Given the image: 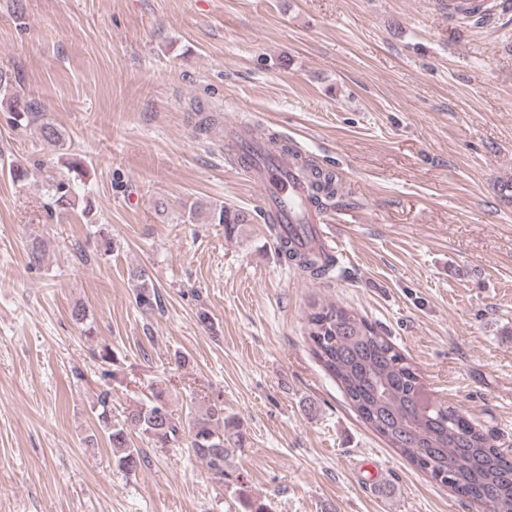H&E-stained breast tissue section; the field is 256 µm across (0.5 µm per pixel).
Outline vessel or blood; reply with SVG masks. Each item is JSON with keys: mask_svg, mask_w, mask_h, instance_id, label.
Instances as JSON below:
<instances>
[{"mask_svg": "<svg viewBox=\"0 0 512 512\" xmlns=\"http://www.w3.org/2000/svg\"><path fill=\"white\" fill-rule=\"evenodd\" d=\"M264 139L254 126H238L236 136L227 139L225 152L235 154L238 166L260 192L265 207L271 208L283 231L296 241L311 234L327 239L328 213L308 206V180L292 167L288 155H266Z\"/></svg>", "mask_w": 512, "mask_h": 512, "instance_id": "1", "label": "vessel or blood"}]
</instances>
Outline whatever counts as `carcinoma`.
<instances>
[{
	"label": "carcinoma",
	"mask_w": 512,
	"mask_h": 512,
	"mask_svg": "<svg viewBox=\"0 0 512 512\" xmlns=\"http://www.w3.org/2000/svg\"><path fill=\"white\" fill-rule=\"evenodd\" d=\"M8 104L15 120L27 124L35 120L32 108L16 96H9ZM36 130L43 140L66 149L64 135L54 124L43 122ZM266 141L310 174V203L323 206L338 194L340 183L334 171L302 158L276 135L267 136ZM74 205L70 183L52 182L44 202L47 218L51 220ZM205 218L224 225L228 235L249 223L245 212L222 203L210 205ZM95 234L99 255H112L118 247L112 230L99 227ZM278 254L314 279L326 277L335 265L315 247L297 249L285 239L278 246ZM129 279L134 284L135 305L142 314L160 309L159 292L145 267L129 269ZM304 329L313 357L336 381L361 420L389 447L470 503L476 512H512V457L497 448L493 438L462 408L427 392L415 366L372 323L330 303L312 307ZM93 409L97 430L112 448L114 466L126 475L136 474L146 463V452L135 445L133 435L143 436L159 448L179 449L184 444L180 422L161 389L147 402L128 406L116 418L112 415V390L107 387L98 394ZM238 442V435L224 418V404L213 402L193 417L186 444L188 452L222 484L224 460Z\"/></svg>",
	"instance_id": "obj_1"
}]
</instances>
